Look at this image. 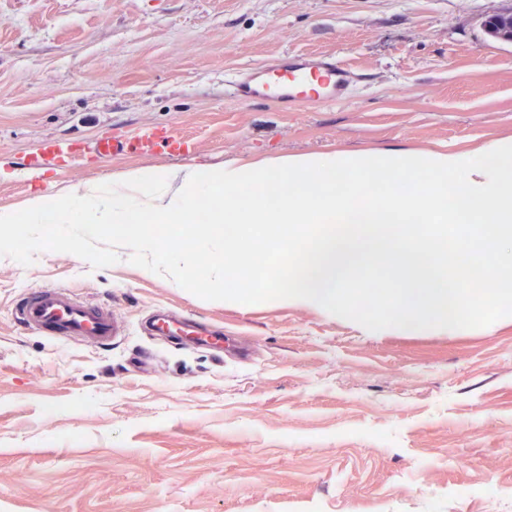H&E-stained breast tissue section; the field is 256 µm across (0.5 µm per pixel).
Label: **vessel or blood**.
Returning <instances> with one entry per match:
<instances>
[{"label": "vessel or blood", "instance_id": "1", "mask_svg": "<svg viewBox=\"0 0 512 512\" xmlns=\"http://www.w3.org/2000/svg\"><path fill=\"white\" fill-rule=\"evenodd\" d=\"M363 80V72L344 64L334 54L285 53L262 66L239 71L230 83V90L244 105L272 100L281 108L293 109L347 100ZM158 144L156 129L147 126L130 138L103 137L96 141L95 151L105 161L120 153L147 155ZM70 153L68 141L47 140L29 167L35 170L49 161H66ZM16 317L26 328L42 335L86 346H110L123 333V326L111 309L83 300L63 288L27 292L16 306ZM153 327L161 335L201 333L196 324L169 317L156 319Z\"/></svg>", "mask_w": 512, "mask_h": 512}]
</instances>
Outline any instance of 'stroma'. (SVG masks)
<instances>
[{
    "label": "stroma",
    "instance_id": "35a3bbf8",
    "mask_svg": "<svg viewBox=\"0 0 512 512\" xmlns=\"http://www.w3.org/2000/svg\"><path fill=\"white\" fill-rule=\"evenodd\" d=\"M512 0H0V209L36 191L294 154L472 151L512 139V44L482 21ZM368 73L296 111L224 92L283 53ZM182 156L89 152L144 126ZM70 167L29 175L43 141ZM0 257V512H512V316L370 331L290 299L208 301L130 263ZM41 287L111 307V346L21 328ZM173 311L224 336L150 335ZM70 153L71 147L67 140H47L43 143L40 152L28 163L29 169L36 170L48 161L67 162Z\"/></svg>",
    "mask_w": 512,
    "mask_h": 512
}]
</instances>
